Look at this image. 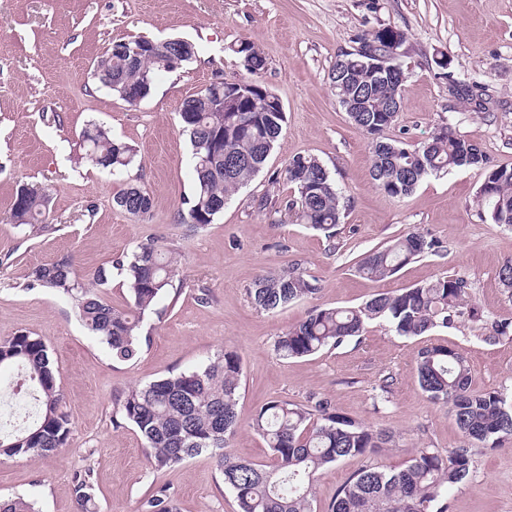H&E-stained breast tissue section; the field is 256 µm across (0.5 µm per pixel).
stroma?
<instances>
[{"label": "stroma", "mask_w": 512, "mask_h": 512, "mask_svg": "<svg viewBox=\"0 0 512 512\" xmlns=\"http://www.w3.org/2000/svg\"><path fill=\"white\" fill-rule=\"evenodd\" d=\"M388 25L407 34L409 69L389 138L413 148L446 125L477 143L493 165L512 167V0H0V339L26 331L46 341L73 423L68 445L56 454L0 456L1 499L24 497L38 512H77L72 478L89 466L96 512H141L159 483L179 512H237L209 456L153 472L136 429L113 423L114 399L123 389L199 367L224 351L242 360L239 425L228 441L237 457L272 463L251 420L275 399L305 405L322 398L337 414L392 434L386 448L323 471L316 512H325L362 466L394 470L415 449L444 453L464 445L447 406L418 385L415 357L424 345L460 352L475 388L512 395V337L483 339L484 320L512 323V293L498 279L512 260V227L494 223L477 205L485 170L432 175L409 196L392 198L371 178L369 136L333 94L329 74L337 55L354 49L357 34ZM138 37H181L197 52L159 74L149 95L132 106L96 82L93 62L113 42ZM242 41L266 59L261 80L283 105V133L255 179L211 224L193 231L178 219L193 192L191 147L178 112L211 81L246 77L231 50ZM442 59L447 68L439 67ZM452 76L486 87L488 111L451 99ZM91 122L135 148L124 177L77 162L81 132ZM298 154L316 156L343 197L346 209L333 238L284 209L294 196L285 169ZM127 180L152 196L148 219L115 206ZM23 183L49 191L44 231L10 220ZM413 230L437 240L440 253L383 279L356 272L360 255ZM151 238L173 250L179 274L144 316L148 341L133 361L113 360L82 325L70 297L31 284L36 267L67 255L79 276L89 278ZM293 267L317 279L314 300L273 312L256 308L248 294L255 279ZM443 275L469 282L475 318L410 338L374 321L361 336L314 356L283 360L274 352L277 336L305 320L312 305L357 306ZM387 375L395 385L380 403L377 385ZM472 458L473 475L452 488L448 512H512V444L473 445Z\"/></svg>", "instance_id": "1"}]
</instances>
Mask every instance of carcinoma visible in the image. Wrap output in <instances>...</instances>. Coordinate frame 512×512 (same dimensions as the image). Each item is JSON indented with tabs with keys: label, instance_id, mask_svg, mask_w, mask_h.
<instances>
[{
	"label": "carcinoma",
	"instance_id": "cac0c4a2",
	"mask_svg": "<svg viewBox=\"0 0 512 512\" xmlns=\"http://www.w3.org/2000/svg\"><path fill=\"white\" fill-rule=\"evenodd\" d=\"M407 41L405 31L380 27L358 35L381 52ZM140 45L143 53L131 58L128 48ZM195 56V45L168 47L162 40L142 38L112 44L94 64L100 85L118 98L131 88L149 94L157 73L169 70L166 52ZM232 51L248 62L251 83L258 89L238 101V111H224V104L200 92L185 100L180 124L192 148L194 195L181 222L203 229L224 210L240 188L250 183L265 163L283 131L285 113L276 107V96L261 82L266 59L254 45L242 41ZM363 58L347 51L336 62L349 63L351 81L333 84L339 105L345 98L366 97L368 112H350L353 124L371 137V175L377 187L392 198L410 195L426 177L452 169L471 167L487 171L477 203L497 224L512 226V168H495L481 148L449 127L436 129L418 148L410 149L383 133L396 122L398 113L384 108L402 99L396 83L365 74ZM454 97L475 111L486 109L489 94L481 86L458 81ZM81 159L90 165L123 174L134 162V148L112 136L110 130L89 123L81 133ZM286 178L297 196L284 209L310 228L333 237L341 223V195L321 161L312 155L292 157ZM113 201L127 214L145 218L151 214L149 192L130 184ZM48 207L44 187L19 188L12 205V218L19 226L36 227ZM439 252V243L426 234L411 231L387 246L374 248L355 262L356 271L368 277H388L415 259ZM123 275L132 307L117 309L96 287L108 283L112 270ZM178 270L177 260L161 243L142 242L121 254L110 267L98 269L92 284L78 276L71 257L64 256L34 271L33 284L69 296L77 302L86 328L109 348L112 359L130 362L141 352L140 319L153 309ZM469 283L450 275L410 288L379 294L357 307L315 308L308 317L278 337L274 351L282 359L313 356L361 335L373 320L388 322L397 335L414 337L437 326L472 315ZM319 291L317 280L292 268L260 275L249 290L252 303L263 310L284 308ZM17 366L24 371L36 411L26 426L5 432L0 427V455L40 457L65 447L72 423L64 411V398L57 384L58 367L46 341L30 332L0 340V368ZM417 381L428 398L449 406L463 437L493 447L512 440V400L503 393L473 388L471 370L464 356L446 345L423 346L416 357ZM241 361L231 351L207 364L168 375L144 386L125 390L116 401L120 428L135 427L143 442L146 459L155 472H164L208 453L215 458L224 487L235 496L238 512H314L313 483L323 468L347 457L365 455L391 442V436L375 432L362 422L338 415L331 404L318 399L312 405L272 400L255 414L252 428L272 450L274 463H255L225 451L227 440L238 425ZM473 472L467 448L446 454L431 448L413 452L399 471L366 465L336 493L326 512H448V491ZM78 512H94V470L87 467L73 478ZM143 512H176L164 485H156L142 502ZM0 512H38L35 503L22 497L0 499Z\"/></svg>",
	"mask_w": 512,
	"mask_h": 512
}]
</instances>
